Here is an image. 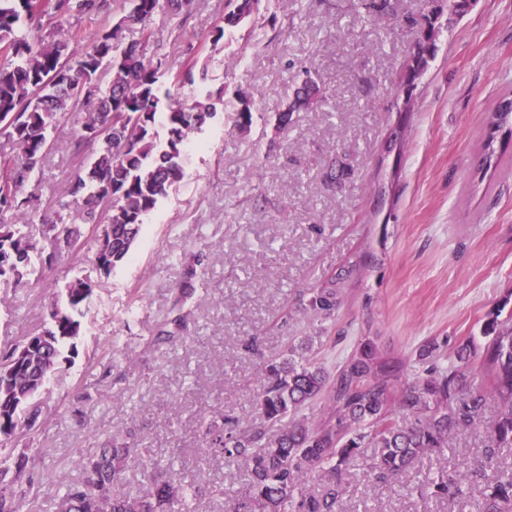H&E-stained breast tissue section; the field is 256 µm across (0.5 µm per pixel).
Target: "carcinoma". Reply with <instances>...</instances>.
Here are the masks:
<instances>
[{
  "label": "carcinoma",
  "instance_id": "carcinoma-1",
  "mask_svg": "<svg viewBox=\"0 0 512 512\" xmlns=\"http://www.w3.org/2000/svg\"><path fill=\"white\" fill-rule=\"evenodd\" d=\"M128 11L91 44L77 47L64 24L84 15L107 14L111 0H0V129L17 153L0 160V250L24 256L27 264L0 261V279L22 283L33 256L48 259L72 251L85 224L112 225V260L100 272L108 275L130 254L145 218L168 196L183 176L185 145L216 114L212 94L196 95L177 110H164L171 92L205 79L197 62L173 70L165 60L147 55L156 41L151 21L160 11L171 18L190 14L194 0H127ZM254 0H228L232 9L210 33L216 44L224 25L250 16ZM469 0H431L421 18H408L415 49L401 82L412 87L433 57L443 11L461 15ZM137 25L140 38L124 42L123 28ZM111 74L101 88L102 71ZM169 83H159L160 71ZM325 97L311 78L293 88L278 113L286 126L294 112H307ZM87 108L74 151L90 149L87 163L67 188L78 207L80 222L62 215L41 216L48 248H37L24 231L33 194L26 188L54 148L49 132L78 106ZM512 126V98L499 100L489 118L482 144L485 162L495 157L497 130ZM88 281L76 278L48 310L43 332L53 337L49 355L60 358L65 343L79 336L78 316L90 297ZM340 304V289L331 280L312 291L309 307L332 318ZM313 343H291L265 362V382L257 406L276 427L268 434L256 429H230L211 438V449L229 465L242 466L248 476L242 508L247 512H338L345 494L344 472L350 460L368 448L375 450L378 476L399 478L429 452H442L451 435L481 427L486 432L481 480L466 471L433 484L438 499L463 504L482 497V512H512V465L501 450L512 448V325L492 315L481 350V367L489 373L492 392L501 408L485 415V394L467 374L469 346H460L456 362L442 371L404 379L409 365L378 351L366 336L331 376L314 360ZM327 412L316 427L300 418L306 406L320 398ZM22 428L20 414H0V442ZM137 452L116 440L75 461L78 476L65 485L58 512H196L200 490L176 483L172 476L150 474L135 497L122 492L127 460ZM33 457L0 451V512H19L13 483L26 472ZM318 489H313V485Z\"/></svg>",
  "mask_w": 512,
  "mask_h": 512
}]
</instances>
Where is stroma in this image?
<instances>
[{"label":"stroma","instance_id":"obj_1","mask_svg":"<svg viewBox=\"0 0 512 512\" xmlns=\"http://www.w3.org/2000/svg\"><path fill=\"white\" fill-rule=\"evenodd\" d=\"M224 4L197 0L180 26L154 17V52L174 69L205 64L217 115L191 135L183 178L128 259L99 274L88 224L76 252L34 261L22 284L0 281V352L40 328L71 280L93 283L74 351L31 401L30 434L8 443L44 453L15 484L22 512H55L75 461L128 436L138 451L126 462L127 495L158 466L200 487L197 512H230L247 476L214 455L207 430L227 421L268 429L256 407L265 357L310 339L332 373L370 335L397 359L436 343L442 368L460 345L481 349L490 312L512 316V131L494 134L497 164L482 153L491 111L512 95V0H473L443 20L409 94L400 77L414 35L404 19L426 13L429 0H397L393 17L365 16L360 0H256L214 44ZM306 72L326 100L280 129L277 112ZM245 100L246 130L237 124ZM84 115L76 109L50 131L57 148L40 210L58 209L83 162L69 144ZM191 266L186 328L155 344ZM331 279L341 305L325 320L307 300ZM485 440L480 430L453 435L446 455H425L398 481L376 479L366 451L348 467L344 512H458L421 491L477 465Z\"/></svg>","mask_w":512,"mask_h":512}]
</instances>
